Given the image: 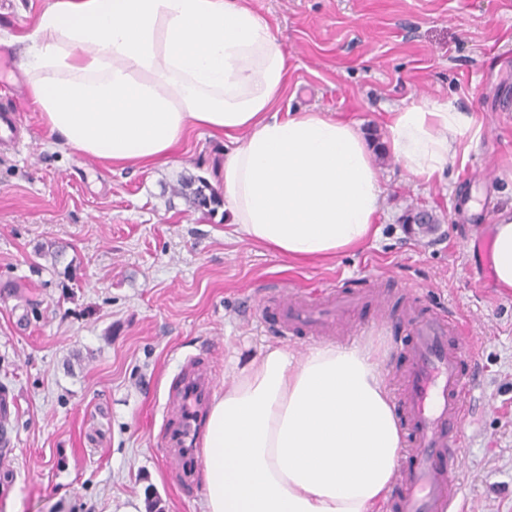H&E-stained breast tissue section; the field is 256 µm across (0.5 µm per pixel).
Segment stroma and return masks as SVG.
<instances>
[{"mask_svg":"<svg viewBox=\"0 0 512 512\" xmlns=\"http://www.w3.org/2000/svg\"><path fill=\"white\" fill-rule=\"evenodd\" d=\"M46 0H0V32L32 29ZM288 53L283 107L340 112L378 167L379 239L331 261L289 263L232 236L223 203L179 194L188 176L223 193V140L190 131L164 165L47 146L28 95L24 146L0 149V512H203L161 451L187 357L217 381L266 347L304 353L259 312L282 290L363 291L330 343L370 345L388 386L407 363L411 305L464 324L473 381L459 452L464 512H512V291L499 288L490 220L512 204V0H249ZM451 102L483 125L464 166L420 181L388 153L384 114ZM430 228L409 221L420 211Z\"/></svg>","mask_w":512,"mask_h":512,"instance_id":"stroma-1","label":"stroma"}]
</instances>
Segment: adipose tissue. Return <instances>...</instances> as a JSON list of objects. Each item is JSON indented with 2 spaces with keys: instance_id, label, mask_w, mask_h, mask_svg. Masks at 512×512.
I'll list each match as a JSON object with an SVG mask.
<instances>
[{
  "instance_id": "adipose-tissue-1",
  "label": "adipose tissue",
  "mask_w": 512,
  "mask_h": 512,
  "mask_svg": "<svg viewBox=\"0 0 512 512\" xmlns=\"http://www.w3.org/2000/svg\"><path fill=\"white\" fill-rule=\"evenodd\" d=\"M18 41L50 148L155 163L199 128L225 140L240 237L297 262L378 238L377 167L357 123L280 111L288 59L247 0H48ZM385 128L395 161L428 182L466 160L482 124L435 101L390 110ZM491 259L511 290L512 206ZM401 447L371 346L269 347L211 406L204 512H388Z\"/></svg>"
}]
</instances>
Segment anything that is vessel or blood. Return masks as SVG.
Segmentation results:
<instances>
[{
  "label": "vessel or blood",
  "mask_w": 512,
  "mask_h": 512,
  "mask_svg": "<svg viewBox=\"0 0 512 512\" xmlns=\"http://www.w3.org/2000/svg\"><path fill=\"white\" fill-rule=\"evenodd\" d=\"M24 139L13 106H0V146L12 148ZM354 297L328 289L318 301L303 303L283 296L276 306L278 328L288 335L303 332L319 338L332 334L337 317ZM410 365L398 397L411 425L410 446L398 462L394 512H456L462 468L457 450L471 382L461 369L460 329L452 319L435 313L409 314ZM216 385L210 367L186 359L171 387L167 403L170 424L162 435L166 458L174 465L183 488H190L202 462L197 429Z\"/></svg>",
  "instance_id": "obj_1"
}]
</instances>
